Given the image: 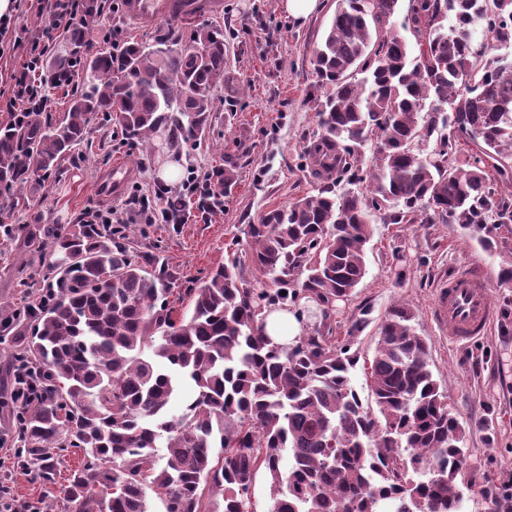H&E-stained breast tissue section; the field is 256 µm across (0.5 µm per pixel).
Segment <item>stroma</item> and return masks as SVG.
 I'll return each instance as SVG.
<instances>
[{"label": "stroma", "mask_w": 512, "mask_h": 512, "mask_svg": "<svg viewBox=\"0 0 512 512\" xmlns=\"http://www.w3.org/2000/svg\"><path fill=\"white\" fill-rule=\"evenodd\" d=\"M336 11V0H320L319 10L304 23L288 16L282 0H220L215 12L199 14L196 24H220L227 46L225 69L237 95L217 90L209 132L197 145L169 147L155 136L152 147L131 144L107 123H97L83 156L67 161L58 178L37 193L29 190L0 197V219L12 224L18 238L0 239V308L23 303L19 277L36 275L22 236L30 210H41L48 223L73 224L87 210L109 208L124 221L131 249L154 254L171 275L174 305L184 291L222 265L247 224L269 207L284 205L312 189L299 154L318 129V118L306 101L312 80V58ZM179 19L149 27L136 25L126 13L104 16L92 33L94 48L105 39L152 42L161 33H180ZM177 168L175 179L163 176ZM232 168L237 185L230 196L209 210L198 208L186 187L189 171L199 176ZM126 179L118 193L100 189L114 169ZM179 196L185 206L180 222L148 224L127 205L130 197L162 209L166 197ZM503 245L483 250L456 224H391L376 221L367 246L366 274L352 297L336 304L330 321L336 336H345L352 320L367 313L370 323L357 333L352 352L359 361L352 383L363 402L372 399L367 367L377 328L386 311L402 304L413 324L429 340V362L444 390L449 411L467 428L466 466L478 490L465 493L460 512H512V280L498 278L512 266V223L499 225ZM468 265L482 267L498 317L491 332L469 346L450 342L431 320L429 308L439 282ZM17 423L0 409V476L8 477L15 496L38 503L56 498L58 487L42 485L13 458L9 446Z\"/></svg>", "instance_id": "stroma-1"}]
</instances>
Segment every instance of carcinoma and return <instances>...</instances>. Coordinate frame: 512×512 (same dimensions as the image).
I'll return each instance as SVG.
<instances>
[{"instance_id": "obj_1", "label": "carcinoma", "mask_w": 512, "mask_h": 512, "mask_svg": "<svg viewBox=\"0 0 512 512\" xmlns=\"http://www.w3.org/2000/svg\"><path fill=\"white\" fill-rule=\"evenodd\" d=\"M106 2L84 0L69 49L39 65L43 100L70 89L64 116L37 105L0 125V196L58 177L98 120L132 144L166 130L192 144L211 126L224 27L94 51ZM398 3L338 0L307 89L319 132L301 158L315 193L247 225L248 252L187 289L180 314L165 267L114 229L61 228L29 211L26 244L43 285L21 281L32 301L6 319L20 340L12 363L29 369L36 399L15 404L14 445L45 485L57 484L60 457L83 455L60 485L62 512H152L150 491L164 512H212L208 494L223 512H251L261 470L268 512H458L473 488L466 427L448 410L410 309L391 307L378 328L374 410L351 380L349 340L369 319L352 321L346 343L327 324L289 345L263 331L264 310L302 300L328 320L366 274L371 224L385 213L395 224H459L487 247L489 219L512 223L494 188L512 180V55L494 53L512 45V0H412L400 31ZM443 108L448 151L434 162L412 147L433 136L431 113ZM371 139L366 190H336L357 178ZM461 143L468 155L453 165ZM246 265L265 287L248 286ZM181 381L194 393L176 414Z\"/></svg>"}]
</instances>
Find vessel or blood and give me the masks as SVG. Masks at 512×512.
Returning <instances> with one entry per match:
<instances>
[{
    "mask_svg": "<svg viewBox=\"0 0 512 512\" xmlns=\"http://www.w3.org/2000/svg\"><path fill=\"white\" fill-rule=\"evenodd\" d=\"M191 0H126L129 18L152 25L192 10ZM431 317L447 329L450 341L471 345L486 336L496 318L482 271L463 268L442 280L431 305Z\"/></svg>",
    "mask_w": 512,
    "mask_h": 512,
    "instance_id": "vessel-or-blood-1",
    "label": "vessel or blood"
}]
</instances>
